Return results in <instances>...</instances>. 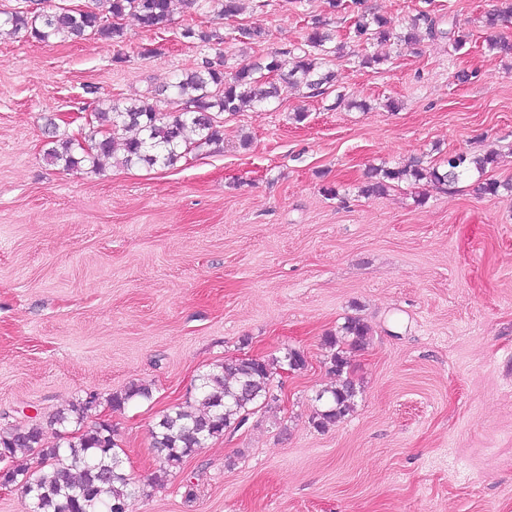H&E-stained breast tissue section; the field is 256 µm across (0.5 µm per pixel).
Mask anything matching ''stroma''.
Masks as SVG:
<instances>
[{"label":"stroma","mask_w":512,"mask_h":512,"mask_svg":"<svg viewBox=\"0 0 512 512\" xmlns=\"http://www.w3.org/2000/svg\"><path fill=\"white\" fill-rule=\"evenodd\" d=\"M343 2L245 0L241 22L269 38L225 44L230 66L326 19L334 91L225 115L220 141L165 168L46 152L88 134L95 99L150 96L207 56L180 36L194 10L149 32L125 17L121 43L0 36V427L62 442L77 426L56 413L98 394L90 421L112 426L139 485L126 512H512V194L468 178L360 192L368 167L458 151L497 152L485 177L512 183V53L488 47L512 43V19L485 24L504 0ZM365 10L400 28L454 19L468 42L364 48ZM350 317L370 327L348 355L354 409L320 429L317 395L338 382L324 338ZM288 348L307 366L278 370L275 403L154 482L155 425L198 375ZM133 383L151 399L112 409Z\"/></svg>","instance_id":"obj_1"}]
</instances>
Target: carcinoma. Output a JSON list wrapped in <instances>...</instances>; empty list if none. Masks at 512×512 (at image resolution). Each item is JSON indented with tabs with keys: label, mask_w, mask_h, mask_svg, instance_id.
I'll return each instance as SVG.
<instances>
[{
	"label": "carcinoma",
	"mask_w": 512,
	"mask_h": 512,
	"mask_svg": "<svg viewBox=\"0 0 512 512\" xmlns=\"http://www.w3.org/2000/svg\"><path fill=\"white\" fill-rule=\"evenodd\" d=\"M93 6L77 11L68 6L51 12L30 15L17 7L0 18V32L12 36L25 35L49 43L55 40L105 38L122 40L124 28L120 20L133 16L141 28L152 31L169 22L176 6L184 4L204 15L215 11L233 22L230 36L191 22L182 28L180 36L201 47L221 46L230 38L247 44H260L267 33L260 26L238 27L234 21L243 12L242 0H92ZM355 37L360 40L391 39L418 43L422 36L448 39V45L460 50L467 35L452 24L444 32L426 13L419 14L404 31L399 32L391 20L375 14H363L355 22ZM341 46L333 44L329 23L316 19L307 32L304 44L286 51H272L249 64L226 72L223 53L204 57L196 67L184 71L173 85L176 109L162 111L156 104H121L102 101L90 112L88 124L92 130L84 142L67 140L47 152L51 162L75 168L88 161L98 167L105 159L120 150L126 163H145L149 166L170 167L204 144L220 140L218 119L224 114L245 110L260 111L281 96L282 88L302 87L307 97H318L332 85L334 73L329 64ZM134 130L136 135L116 140L119 130ZM198 136L194 142L185 138V131ZM492 153L481 156L455 153L446 159V169L427 167L416 159L401 168L372 166L366 173L361 194L370 197L386 193L394 181L414 178L427 179L441 187L451 186L468 173L482 175L495 166ZM512 192V184L496 181H477L475 191L497 197L500 189ZM343 336H329L325 345L333 349L330 369L343 376L348 367L345 351L336 349L340 343L351 350L362 349L367 343L370 327L360 318L351 317L342 327ZM303 352L287 348L280 357L258 360L242 359L218 364L199 375L197 405L179 406L160 418L153 431L160 469L153 480L162 481L170 468L180 466L207 440L224 434L232 425H241L249 411L258 404L275 400L271 383L277 370L286 365L295 370L305 368ZM152 391L143 385L131 384L110 399L112 408L120 410L137 399L151 398ZM356 387L348 379L319 396L322 408L316 411L313 424L324 428L343 419L353 411ZM99 397L91 394L69 408L59 411L55 423L82 424L92 414ZM29 448L39 458L37 467L9 463L16 449ZM114 438L112 426L100 423L76 433L65 445L47 446L43 430L37 424L0 430V461L6 462L0 480L21 485L29 500L30 512H126V500L133 496L138 485L123 469V461Z\"/></svg>",
	"instance_id": "carcinoma-1"
}]
</instances>
